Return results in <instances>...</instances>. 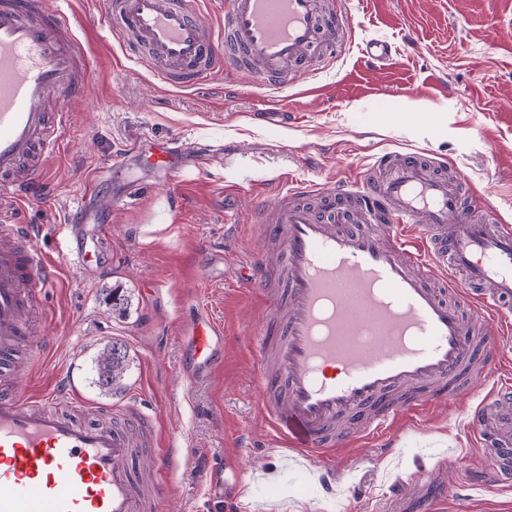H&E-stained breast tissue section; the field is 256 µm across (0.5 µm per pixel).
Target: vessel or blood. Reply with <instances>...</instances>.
<instances>
[{
  "instance_id": "b4317fda",
  "label": "vessel or blood",
  "mask_w": 512,
  "mask_h": 512,
  "mask_svg": "<svg viewBox=\"0 0 512 512\" xmlns=\"http://www.w3.org/2000/svg\"><path fill=\"white\" fill-rule=\"evenodd\" d=\"M220 25L199 0H104L121 50L148 66L159 87L195 88L230 71L279 90L310 76L316 59L346 50L342 0H221ZM389 66L392 45L362 50ZM92 63L72 13L43 0H0V198L25 207L20 174L55 154L71 127L52 90L83 92ZM182 143L157 144L153 164L179 170ZM320 199L321 209L308 206ZM280 233L277 269L258 256L273 311L257 339L259 394L267 419L300 466L319 463L336 486L335 450L383 436L408 413L459 400L482 380L490 392L467 410L492 459L494 483L512 486V224L487 194L465 195L432 155L388 151L354 181L286 183L264 207ZM112 227H68L66 263L103 264ZM0 212V365L20 343L27 309L59 277L58 265L22 239ZM183 373L212 372L224 328L198 317L186 327ZM74 392L0 395V512H146L129 459L149 416L122 424L74 419Z\"/></svg>"
}]
</instances>
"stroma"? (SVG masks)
<instances>
[{
	"label": "stroma",
	"instance_id": "1",
	"mask_svg": "<svg viewBox=\"0 0 512 512\" xmlns=\"http://www.w3.org/2000/svg\"><path fill=\"white\" fill-rule=\"evenodd\" d=\"M77 14L93 63L87 91L68 100L73 132L46 159L34 199L17 213L41 226L34 247L61 262L64 219L88 179L101 196L125 193L85 224L112 227V263L99 274L63 265L45 293L47 316L29 350L45 366L19 376L33 394L69 383L87 423L111 422L112 405L156 420L157 450L169 465L156 476L161 512H512V487L489 481L487 450L467 427L463 402L438 403L401 418L390 438L340 450L342 484L332 495L312 467L288 464L261 406L255 337L271 307L244 282L262 249V207L280 180L329 183L352 178L378 153L421 150L456 167L489 192L512 223V0H346L351 48L316 74L320 97L302 87L270 90L234 74L212 85L161 89L140 63L113 47L97 0H47ZM388 39L390 69H368L360 47ZM181 139L182 173L168 184L150 164L155 144ZM220 259L221 280L203 271ZM128 304L113 309L111 289ZM224 325V360L200 381L183 378V329L194 315ZM123 346L122 390L93 384L95 358ZM448 451L460 463L454 484L430 461ZM240 459L225 471V458Z\"/></svg>",
	"mask_w": 512,
	"mask_h": 512
}]
</instances>
